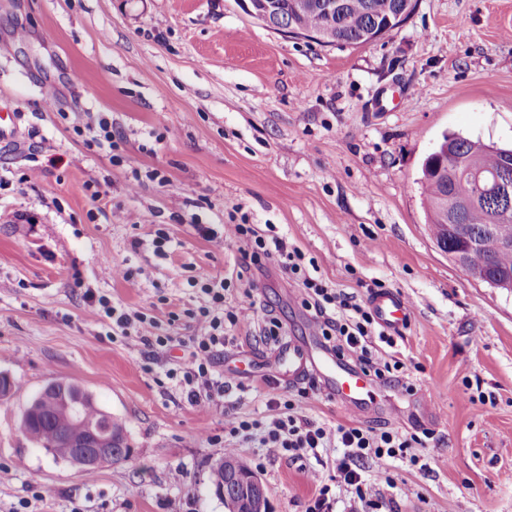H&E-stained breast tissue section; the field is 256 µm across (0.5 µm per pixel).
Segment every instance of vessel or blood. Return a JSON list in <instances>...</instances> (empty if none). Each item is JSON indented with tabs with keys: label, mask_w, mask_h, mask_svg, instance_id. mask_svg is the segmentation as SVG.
<instances>
[{
	"label": "vessel or blood",
	"mask_w": 512,
	"mask_h": 512,
	"mask_svg": "<svg viewBox=\"0 0 512 512\" xmlns=\"http://www.w3.org/2000/svg\"><path fill=\"white\" fill-rule=\"evenodd\" d=\"M370 303L377 322L387 332L399 333L409 321L410 305L397 292L384 290L373 294ZM276 358L293 383H300L307 374H316L322 392L352 414L363 413L374 395L375 384L368 376L338 359L320 342L281 344Z\"/></svg>",
	"instance_id": "obj_1"
}]
</instances>
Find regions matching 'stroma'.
<instances>
[{
    "label": "stroma",
    "instance_id": "1",
    "mask_svg": "<svg viewBox=\"0 0 512 512\" xmlns=\"http://www.w3.org/2000/svg\"><path fill=\"white\" fill-rule=\"evenodd\" d=\"M0 512H224L209 484L224 454L223 407L191 404L168 369L188 354L195 281L236 270L240 244L191 226L230 217L274 225L333 287L367 302L373 283L412 313L394 346L415 394L378 386L361 424L431 435L408 460H365L394 483L391 512H512V291L489 287L430 238L417 184L443 132L512 145V0H417L374 43L321 46L267 28L241 0H0ZM118 150L90 145L89 118ZM164 231V255L145 241ZM141 248H133V241ZM133 271L134 282L117 275ZM255 305L232 327L220 367L243 417L293 387L258 327L288 339L316 322L277 259L233 295ZM155 318L176 344L153 354L109 336L85 292ZM69 380L127 426L132 455L86 478L20 428L31 398ZM435 399L428 414L420 394ZM270 512H303L310 470L247 441ZM183 484L170 480L175 467ZM54 489L36 501L33 485Z\"/></svg>",
    "mask_w": 512,
    "mask_h": 512
}]
</instances>
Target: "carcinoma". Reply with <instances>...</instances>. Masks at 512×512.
Returning <instances> with one entry per match:
<instances>
[{"label":"carcinoma","instance_id":"cac0c4a2","mask_svg":"<svg viewBox=\"0 0 512 512\" xmlns=\"http://www.w3.org/2000/svg\"><path fill=\"white\" fill-rule=\"evenodd\" d=\"M328 2L276 0L275 10L267 16L263 15L264 0H251V8L255 19L276 31L309 37L323 46H362L376 40L382 31L397 28L396 16L404 21L416 7V0H339L341 10L329 14L324 9ZM436 149L448 153V176H439L426 158L421 164L418 183L429 233L438 241L446 236L442 196L447 193V187L453 186L461 159H470L474 168L484 174L495 175L506 169L512 183V148L446 133ZM462 223L472 231L491 228L500 235L512 236V192L464 206ZM468 266L474 273L512 279V250L474 248L469 252ZM21 429L35 447L69 463L78 449L66 447L68 442L74 440L92 448L98 444L102 431L116 436L112 441V462L126 461L131 456L122 419L103 409L92 394L69 382H51L47 389L35 395L22 415ZM209 483L212 488L223 490L220 499L225 512H236L238 501L255 490L247 474H242L239 482L231 483L224 468L216 464L211 466Z\"/></svg>","mask_w":512,"mask_h":512}]
</instances>
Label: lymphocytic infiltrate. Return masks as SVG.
<instances>
[{"mask_svg":"<svg viewBox=\"0 0 512 512\" xmlns=\"http://www.w3.org/2000/svg\"><path fill=\"white\" fill-rule=\"evenodd\" d=\"M223 235L242 244L240 273L275 257L285 272L301 280L303 304L314 311L320 334L337 357L349 358L374 380L396 382L401 390L411 391V384L399 380L401 362L380 359L373 352L376 320L372 311L356 303L349 293L312 277L298 249L289 247L280 236L260 234L254 225L245 222L225 225ZM230 285L229 279L218 276L208 277L200 284L188 355L178 368L167 372L168 379L176 382L189 402L205 409L224 401V380L216 370V356L230 342L224 327L237 325L243 311L253 306V293L249 290L236 303H227ZM89 303L97 315L109 319L120 331L135 328L137 341L144 347L155 352L170 347L171 337L162 334L153 319L130 316L103 296L90 298ZM318 394L319 389L313 384L295 395L271 399L270 414L263 419L227 414L224 426L229 437L224 442L225 449H236L238 443L254 438L262 447L279 449L294 460L319 457L326 448L341 449L342 454L336 459V476L351 493L353 503L370 508L371 512H387L390 501L381 488V478L364 479L360 463L368 456L379 460L407 458L410 448L421 444V436L389 430L377 433L355 421L336 425L313 421L306 414V406Z\"/></svg>","mask_w":512,"mask_h":512,"instance_id":"f902f5d3","label":"lymphocytic infiltrate"}]
</instances>
